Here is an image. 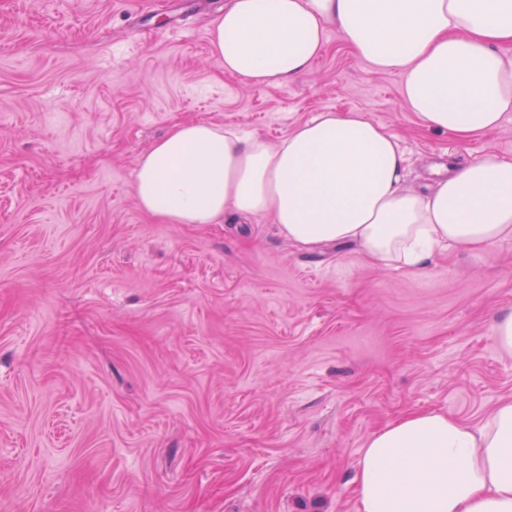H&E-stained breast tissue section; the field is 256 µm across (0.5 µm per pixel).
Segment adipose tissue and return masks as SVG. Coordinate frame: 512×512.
<instances>
[{
	"mask_svg": "<svg viewBox=\"0 0 512 512\" xmlns=\"http://www.w3.org/2000/svg\"><path fill=\"white\" fill-rule=\"evenodd\" d=\"M336 28L434 130L467 138L512 112V0H230L210 24L225 73L263 83L306 75ZM398 137L361 112H323L277 143L179 123L144 150L134 195L172 224L272 214L304 248L346 242L411 272L451 246L512 239V158L485 156L428 193L404 187ZM359 512H512V401L482 423L404 415L367 440Z\"/></svg>",
	"mask_w": 512,
	"mask_h": 512,
	"instance_id": "1",
	"label": "adipose tissue"
}]
</instances>
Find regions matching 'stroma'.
<instances>
[{
	"mask_svg": "<svg viewBox=\"0 0 512 512\" xmlns=\"http://www.w3.org/2000/svg\"><path fill=\"white\" fill-rule=\"evenodd\" d=\"M226 2L0 0V512H358L373 433L512 400L493 337L512 240L411 274L300 249L268 215L139 209L140 153L191 121L276 142L362 112L417 190L434 166L512 158V112L466 139L428 129L402 75L333 27L300 80L225 74Z\"/></svg>",
	"mask_w": 512,
	"mask_h": 512,
	"instance_id": "1",
	"label": "stroma"
}]
</instances>
